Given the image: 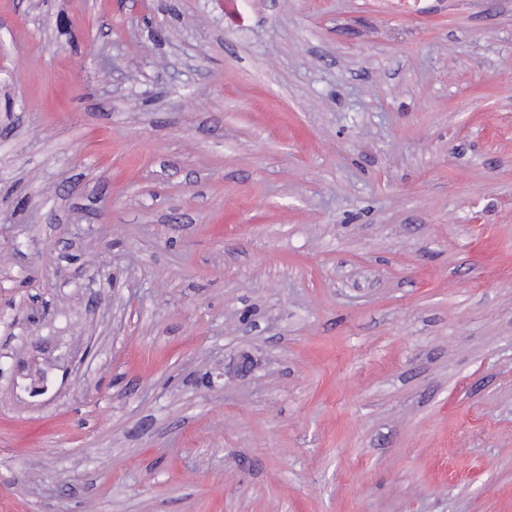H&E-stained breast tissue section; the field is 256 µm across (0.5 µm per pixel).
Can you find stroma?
Segmentation results:
<instances>
[{
    "label": "stroma",
    "mask_w": 512,
    "mask_h": 512,
    "mask_svg": "<svg viewBox=\"0 0 512 512\" xmlns=\"http://www.w3.org/2000/svg\"><path fill=\"white\" fill-rule=\"evenodd\" d=\"M0 512H512V0H0Z\"/></svg>",
    "instance_id": "1"
}]
</instances>
